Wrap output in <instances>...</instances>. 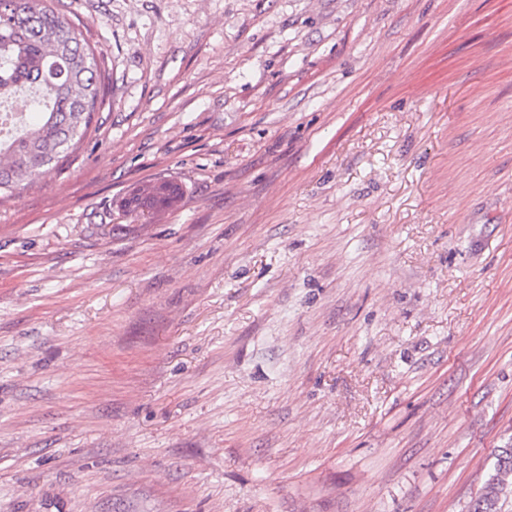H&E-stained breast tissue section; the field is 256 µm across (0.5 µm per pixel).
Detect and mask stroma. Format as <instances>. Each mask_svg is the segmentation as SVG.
Wrapping results in <instances>:
<instances>
[{
	"label": "stroma",
	"instance_id": "1",
	"mask_svg": "<svg viewBox=\"0 0 512 512\" xmlns=\"http://www.w3.org/2000/svg\"><path fill=\"white\" fill-rule=\"evenodd\" d=\"M62 2L110 107L0 195V512H468L512 444V0ZM183 195V188L176 181L157 179L131 190L123 199L121 207L128 213H157L175 206Z\"/></svg>",
	"mask_w": 512,
	"mask_h": 512
}]
</instances>
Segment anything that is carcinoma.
Returning a JSON list of instances; mask_svg holds the SVG:
<instances>
[{"instance_id": "cac0c4a2", "label": "carcinoma", "mask_w": 512, "mask_h": 512, "mask_svg": "<svg viewBox=\"0 0 512 512\" xmlns=\"http://www.w3.org/2000/svg\"><path fill=\"white\" fill-rule=\"evenodd\" d=\"M109 75L101 51L90 45L56 0H0V105L12 104L35 84L27 111L0 113V193L34 185L56 169L90 133L106 108ZM184 195L174 180L157 179L129 192V213L162 212ZM496 449L493 474L470 512H501L512 497V454Z\"/></svg>"}]
</instances>
